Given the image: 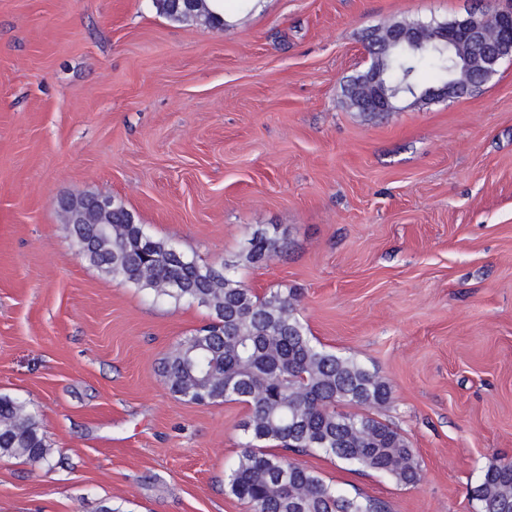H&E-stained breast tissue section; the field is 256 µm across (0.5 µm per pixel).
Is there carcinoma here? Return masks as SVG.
I'll return each mask as SVG.
<instances>
[{
  "mask_svg": "<svg viewBox=\"0 0 512 512\" xmlns=\"http://www.w3.org/2000/svg\"><path fill=\"white\" fill-rule=\"evenodd\" d=\"M170 21L224 28L209 0H153ZM420 30L419 48L395 46L388 35ZM369 44L370 67L382 73L379 92L395 106L433 96L421 82L425 72L442 85L479 88L480 53L453 32L451 22L396 21L376 29ZM360 74L345 88L349 105L371 116L369 88ZM91 194L64 199L61 210L79 254L102 273L151 291L176 304L208 309L210 323L178 342L160 361L170 391L196 405L237 400L249 406L241 422V452L225 480L228 492L251 512H388L386 504L359 493L349 495L298 463L291 454L321 452L358 471L392 477L413 486L420 480L414 448L372 409L391 399L390 383L352 356L336 354L309 336L293 288L256 294L241 281L238 267L267 263L286 247L277 228L258 227L238 260L204 265L171 243L150 235L119 200L96 214L94 224H75L76 206ZM278 448L266 450L267 444ZM51 466L36 413L25 402L0 395V459ZM481 512H512V461L492 459L476 489Z\"/></svg>",
  "mask_w": 512,
  "mask_h": 512,
  "instance_id": "1",
  "label": "carcinoma"
}]
</instances>
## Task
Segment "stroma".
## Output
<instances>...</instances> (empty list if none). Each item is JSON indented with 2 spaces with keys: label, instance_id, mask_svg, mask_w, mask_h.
Returning <instances> with one entry per match:
<instances>
[{
  "label": "stroma",
  "instance_id": "35a3bbf8",
  "mask_svg": "<svg viewBox=\"0 0 512 512\" xmlns=\"http://www.w3.org/2000/svg\"><path fill=\"white\" fill-rule=\"evenodd\" d=\"M512 0H227L216 30L152 0H0V394L35 411L52 467L0 459V512H248L228 494L247 405L175 397L157 371L206 308L82 258L59 199L116 197L199 263L280 225L237 276L295 288L309 334L392 387L377 418L416 485L300 461L391 512H481L512 459V57L471 95L371 119L343 90L366 35ZM481 512H512V461L492 459L476 489Z\"/></svg>",
  "mask_w": 512,
  "mask_h": 512
}]
</instances>
